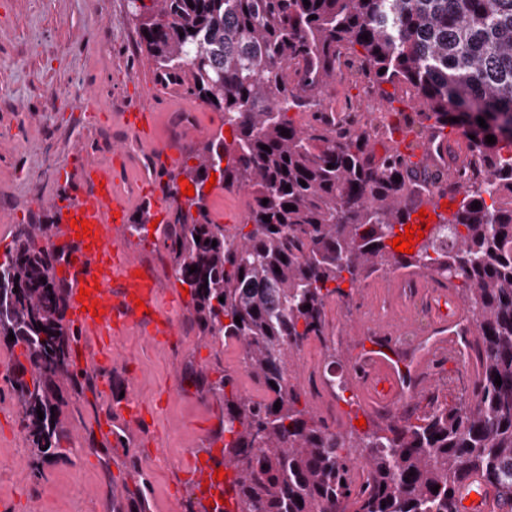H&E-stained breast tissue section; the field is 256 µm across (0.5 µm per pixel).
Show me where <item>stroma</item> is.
Masks as SVG:
<instances>
[{
	"label": "stroma",
	"instance_id": "obj_1",
	"mask_svg": "<svg viewBox=\"0 0 512 512\" xmlns=\"http://www.w3.org/2000/svg\"><path fill=\"white\" fill-rule=\"evenodd\" d=\"M135 40L127 0H0V222L50 220L49 199L66 190L57 167L67 161L81 168L92 137L127 140L118 115L154 76ZM364 82L359 73L345 75L324 97L348 99L361 113L384 117L385 107L366 97ZM89 93L99 107L91 116L72 107ZM249 201L243 190L208 197L213 220L227 227L243 223ZM383 282L376 273L350 299L329 305L337 361L357 355L362 337L354 329L380 313ZM191 312L190 297H182L178 328L160 346L121 337V356L109 366L79 362V350H72L74 369L93 373L96 384L79 395L64 390L67 433L61 451L44 465L36 463L9 382L0 381V504L6 512H205L192 460L223 448L224 400L202 392L191 377L202 372L214 380L229 370L244 396L260 398L263 388L241 371L240 345L199 336ZM473 376V369L455 364L436 368L418 385L417 407L433 394L455 400ZM126 385L144 424L112 441L103 431ZM116 484L126 492L113 499L109 489Z\"/></svg>",
	"mask_w": 512,
	"mask_h": 512
}]
</instances>
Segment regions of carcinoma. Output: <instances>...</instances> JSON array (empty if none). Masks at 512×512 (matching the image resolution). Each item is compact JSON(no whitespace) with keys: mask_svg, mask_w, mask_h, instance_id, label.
Here are the masks:
<instances>
[{"mask_svg":"<svg viewBox=\"0 0 512 512\" xmlns=\"http://www.w3.org/2000/svg\"><path fill=\"white\" fill-rule=\"evenodd\" d=\"M128 2L137 44L160 82L189 69L198 98L230 128L190 155L195 164L169 175L167 196L179 200L181 176L195 196L173 209L164 244L200 335L241 342L244 370L269 393L262 401L242 396L228 372L196 378L224 397V451L237 472L225 494L234 512H345L350 502L355 512H458L456 492L473 473L512 506V153H503L512 146V0ZM344 56L349 71L367 78L366 93L399 116L396 101L415 110L386 133L416 122L431 134L451 126L468 137L472 158L460 186L448 188L457 209L409 257L389 242L407 222L419 182L397 152L376 157L367 128L336 122V107L317 97L344 75ZM302 109L310 118L298 126L288 112ZM213 172L218 184L252 197L232 232L210 217ZM50 229L17 225L0 262V343L23 351L12 388L43 459L62 439L61 387L80 394L95 385V376L70 367L77 334L64 324L56 275L64 256L43 242ZM410 268L459 291L475 318L467 355L483 361L482 377L465 399L431 401L415 423L400 417L348 438L310 412L292 356L311 338L328 344L329 299L351 296L381 269Z\"/></svg>","mask_w":512,"mask_h":512,"instance_id":"obj_1","label":"carcinoma"}]
</instances>
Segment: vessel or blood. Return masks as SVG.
I'll return each instance as SVG.
<instances>
[{
	"mask_svg": "<svg viewBox=\"0 0 512 512\" xmlns=\"http://www.w3.org/2000/svg\"><path fill=\"white\" fill-rule=\"evenodd\" d=\"M152 96V84H143L139 101L121 114V122L135 125L141 113L152 111ZM141 147L144 160L135 168H116L108 159L95 163L81 174L82 187L77 193L54 200L57 224L53 238L70 247V259L63 268L69 283L70 321L87 338L91 355L102 347L115 353L121 335L133 333L153 343L176 329L178 309L170 292L157 288L152 268L130 254L117 236L135 214L162 224L172 211L158 182L163 166L172 165L175 155L151 137L142 138ZM398 147L416 176L432 173L451 184L458 182L459 168L468 154L467 142L449 127L442 135L426 137L415 145L399 140ZM78 221L88 223L91 235L77 237L74 224ZM416 283L409 301L396 305L384 319L371 321V331L380 342L348 369L366 409L397 411L408 396L410 372L456 357L453 328L468 319L466 307L445 282L420 275ZM83 289L96 302L95 312L83 310L78 300ZM217 469V462L211 460L197 475L205 485L200 496L210 512H222L220 498L235 477L229 469L224 477L215 478ZM457 500L461 512H501L493 490L477 475L460 487Z\"/></svg>",
	"mask_w": 512,
	"mask_h": 512,
	"instance_id": "obj_1",
	"label": "vessel or blood"
}]
</instances>
